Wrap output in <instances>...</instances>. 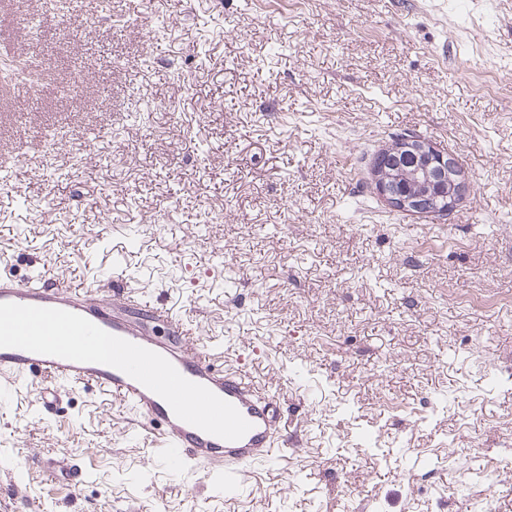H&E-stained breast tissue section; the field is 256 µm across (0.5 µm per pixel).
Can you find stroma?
<instances>
[{
  "mask_svg": "<svg viewBox=\"0 0 512 512\" xmlns=\"http://www.w3.org/2000/svg\"><path fill=\"white\" fill-rule=\"evenodd\" d=\"M0 33L52 82L0 84V272L124 273L299 436L211 480L110 395L0 379V512H512V0H0ZM405 133L472 179L447 219L373 197Z\"/></svg>",
  "mask_w": 512,
  "mask_h": 512,
  "instance_id": "35a3bbf8",
  "label": "stroma"
}]
</instances>
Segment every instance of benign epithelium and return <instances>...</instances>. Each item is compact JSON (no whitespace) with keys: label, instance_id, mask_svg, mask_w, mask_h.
Instances as JSON below:
<instances>
[{"label":"benign epithelium","instance_id":"benign-epithelium-1","mask_svg":"<svg viewBox=\"0 0 512 512\" xmlns=\"http://www.w3.org/2000/svg\"><path fill=\"white\" fill-rule=\"evenodd\" d=\"M370 175L374 194L384 206L423 216L449 215L471 188L453 151L440 150L413 134L382 148Z\"/></svg>","mask_w":512,"mask_h":512}]
</instances>
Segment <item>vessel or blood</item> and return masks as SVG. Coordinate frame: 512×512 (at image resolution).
Segmentation results:
<instances>
[{"label": "vessel or blood", "instance_id": "obj_1", "mask_svg": "<svg viewBox=\"0 0 512 512\" xmlns=\"http://www.w3.org/2000/svg\"><path fill=\"white\" fill-rule=\"evenodd\" d=\"M0 303L66 310L111 335L157 352L183 377L233 404L251 428L240 439L225 440L179 419L163 398L115 367L0 348V375L35 385L34 402L41 411L59 405L58 383L93 386L131 407L146 427H158L161 456L177 458L190 468L221 467L229 473L234 467L272 456L278 447L297 445L291 437L278 434L282 420L273 396L260 393L244 373L218 367L207 346L188 342L178 320L154 305L133 297L110 304L90 298L85 286L45 279L21 281L8 274L0 275Z\"/></svg>", "mask_w": 512, "mask_h": 512}]
</instances>
